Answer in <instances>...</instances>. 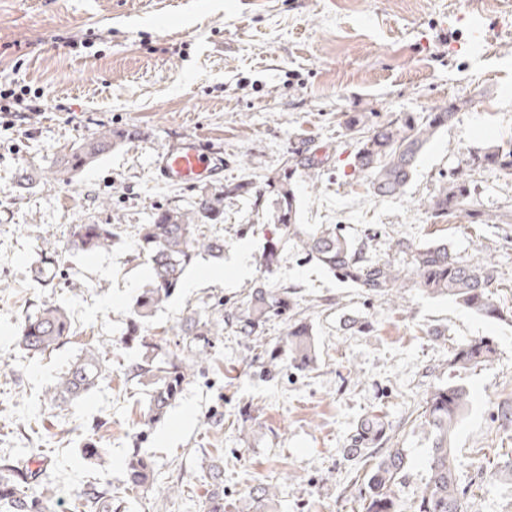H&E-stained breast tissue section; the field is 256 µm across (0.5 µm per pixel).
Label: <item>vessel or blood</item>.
<instances>
[{
  "instance_id": "1",
  "label": "vessel or blood",
  "mask_w": 512,
  "mask_h": 512,
  "mask_svg": "<svg viewBox=\"0 0 512 512\" xmlns=\"http://www.w3.org/2000/svg\"><path fill=\"white\" fill-rule=\"evenodd\" d=\"M151 168L156 181L167 185L212 183L224 177V154L202 138L183 137L158 149Z\"/></svg>"
}]
</instances>
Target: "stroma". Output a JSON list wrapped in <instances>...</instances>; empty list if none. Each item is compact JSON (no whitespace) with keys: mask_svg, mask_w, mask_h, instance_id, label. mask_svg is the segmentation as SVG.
Here are the masks:
<instances>
[{"mask_svg":"<svg viewBox=\"0 0 512 512\" xmlns=\"http://www.w3.org/2000/svg\"><path fill=\"white\" fill-rule=\"evenodd\" d=\"M1 77L40 94L43 109L21 122L0 112V457L55 487V512H73L88 483L122 486L136 448L152 460L157 484L176 494L131 492L126 512H203L216 494L224 512H356L357 475L386 446L407 454L397 494L401 512H416L431 446L416 417L427 392L448 383L470 393L452 438L458 479L472 487L477 512H512V425L499 416L512 403V174L469 171L490 223L436 219L426 209L467 171L470 152L512 144V0H0ZM451 100L460 104L457 119L427 146L404 194L368 193L354 171L348 116L369 113L375 126ZM105 126L135 137L69 180L55 179L61 156ZM183 135L223 151L221 182L184 188L154 179V152ZM301 156L318 166H293ZM287 180L298 223L338 225L370 254L400 240L442 241L459 257L491 261L507 318L429 295L410 276L393 302L280 244L267 208L274 183ZM247 181L259 197L232 195ZM202 191L225 195L224 221L213 227L224 256L198 258L188 274L219 269L225 277L179 287L149 334L182 354L183 317L243 307L265 279L294 289L318 361L291 365L289 316L257 336L225 323L197 375L147 429L139 424L146 394L130 373L143 350L124 340L149 270L133 248L135 227ZM72 224L114 225L111 250L69 248ZM49 240L59 257L45 288L33 270ZM274 244L279 261L268 272L260 257ZM45 302L68 310L74 334L32 356L17 332ZM478 338L493 341L495 359L449 369L452 348ZM90 348L109 354L98 386L45 400ZM375 415L383 443L358 442L361 422ZM89 443L102 464L84 459ZM264 486L273 499H264Z\"/></svg>","mask_w":512,"mask_h":512,"instance_id":"35a3bbf8","label":"stroma"}]
</instances>
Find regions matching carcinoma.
I'll use <instances>...</instances> for the list:
<instances>
[{
    "instance_id": "cac0c4a2",
    "label": "carcinoma",
    "mask_w": 512,
    "mask_h": 512,
    "mask_svg": "<svg viewBox=\"0 0 512 512\" xmlns=\"http://www.w3.org/2000/svg\"><path fill=\"white\" fill-rule=\"evenodd\" d=\"M459 106L450 101L426 116L411 112L387 124L379 125L358 139L353 167L367 179L375 198L400 196L413 177L418 160L438 130L452 124ZM132 132H115L104 127L65 154L56 173L74 175L90 163L110 153L118 141ZM468 167L497 168L512 172V149L493 145L470 154ZM477 186L459 174L428 201L427 210L435 218L464 214L478 219ZM296 196L289 184H283L272 200L275 223L285 241L314 261L356 287L375 295L399 292L404 272L410 271L417 285L432 296L453 299L458 304L486 318L500 319L503 310L494 301L499 286L495 266L484 260H463L446 243L413 246L403 241L394 254L386 257L367 255L365 244H357L322 224L308 229L296 221ZM224 221V194L202 192L183 207L161 209L146 224L137 225L135 248L149 258L150 274L136 297L126 331V340L137 342L145 350L143 362L130 373L139 378L149 400L140 425L152 427L175 402L183 386L194 375L184 359L166 349L164 339L143 335L155 314L164 308L178 288L188 267L202 255L219 258L224 254V238L205 232L208 224ZM117 236L111 224H72L70 248L87 253L106 252ZM288 288L256 287L239 312L230 316L247 335L260 334L265 326L293 310ZM224 317L201 318L191 313L183 318L182 335L189 346L207 348L211 337L221 335ZM73 335L72 321L66 308L42 304L23 322L18 344L29 354H42L65 343ZM288 356L300 369L316 361L317 355L309 324L296 319L288 329ZM496 348L488 339H472L454 349L450 366L470 369L491 362ZM107 360L99 351H88L77 358L49 389L50 401L75 399L94 389L103 377ZM468 404V392L460 385L434 387L424 398L419 414L420 426L432 437L426 461L427 481L421 492L417 512H475L472 496L460 484L451 438ZM407 455L402 448H388L365 475L362 512H400L396 488L406 468ZM156 488L154 467L149 457L134 450L126 461L124 487L107 494L95 485L79 499L74 512H112L120 507L123 495L138 489ZM55 492L38 481V475L19 467L9 458L0 459V512H54Z\"/></svg>"
}]
</instances>
